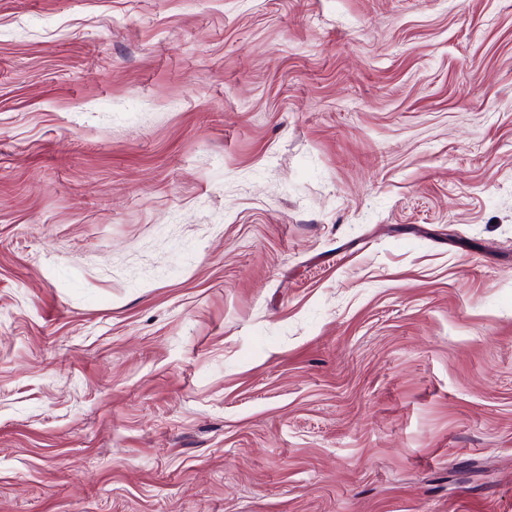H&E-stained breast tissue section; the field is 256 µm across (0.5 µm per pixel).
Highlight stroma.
I'll use <instances>...</instances> for the list:
<instances>
[{"label":"stroma","instance_id":"1","mask_svg":"<svg viewBox=\"0 0 512 512\" xmlns=\"http://www.w3.org/2000/svg\"><path fill=\"white\" fill-rule=\"evenodd\" d=\"M0 512H512V0H0Z\"/></svg>","mask_w":512,"mask_h":512}]
</instances>
